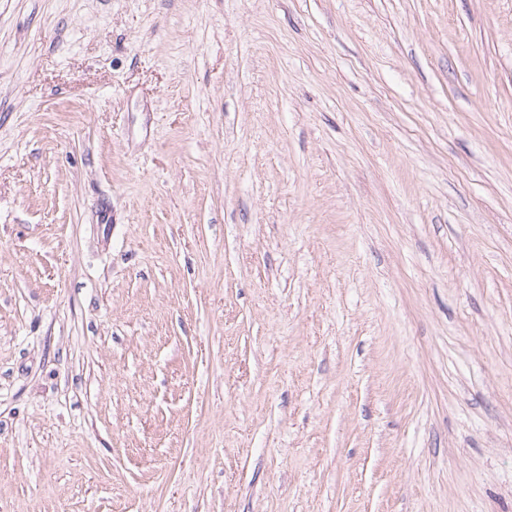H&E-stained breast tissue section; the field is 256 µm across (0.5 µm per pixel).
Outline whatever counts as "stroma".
I'll return each mask as SVG.
<instances>
[{
	"label": "stroma",
	"instance_id": "1",
	"mask_svg": "<svg viewBox=\"0 0 512 512\" xmlns=\"http://www.w3.org/2000/svg\"><path fill=\"white\" fill-rule=\"evenodd\" d=\"M0 512H512V0H0Z\"/></svg>",
	"mask_w": 512,
	"mask_h": 512
}]
</instances>
